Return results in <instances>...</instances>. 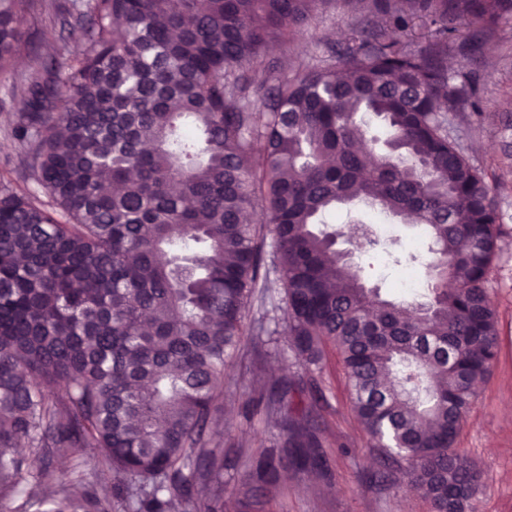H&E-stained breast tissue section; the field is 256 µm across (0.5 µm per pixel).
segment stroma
<instances>
[{
	"label": "stroma",
	"mask_w": 512,
	"mask_h": 512,
	"mask_svg": "<svg viewBox=\"0 0 512 512\" xmlns=\"http://www.w3.org/2000/svg\"><path fill=\"white\" fill-rule=\"evenodd\" d=\"M47 20L30 14L20 21L23 42L21 61L0 71V178L16 188L29 184L28 168L18 158L17 144L9 129L18 101L13 94L17 80L31 73L35 56L46 55L39 33ZM360 16L348 11L339 0H329L303 35L293 44L269 50L266 61L284 74H291L299 57L321 54L327 43L344 48L351 44ZM475 88V108L466 118L454 121L470 160L482 169L493 189L503 215L502 252L490 269L488 288L497 306L501 334L499 360L482 383L478 399L467 416L458 438L483 475V495L479 512H512V421L505 416L512 409V15L502 17L483 47L474 53L467 67ZM326 223L347 227L369 226L380 243L367 253L358 254L348 238H338L336 247L351 253L354 261L368 263L369 282L378 285L383 296L400 301L419 296L425 285V270L407 263L421 235L418 229L395 224V237L381 239L385 218L364 206L341 207L325 214ZM287 337H278L270 346L264 336L253 335L245 350L229 364L235 378L251 384L253 395L224 396V419L231 431H218L224 448L223 512H245L240 487L244 465L237 450L257 457L279 441V432L268 421L256 396L284 378L296 383H317L322 390L312 401L310 412L323 431L328 458L327 476L313 471L282 470L279 485L269 493L265 512H429L427 501L414 493L394 492L377 479L376 451L367 446L366 436L351 409L341 359L334 348H327L322 369L294 374Z\"/></svg>",
	"instance_id": "1"
}]
</instances>
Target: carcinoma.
<instances>
[{
	"label": "carcinoma",
	"mask_w": 512,
	"mask_h": 512,
	"mask_svg": "<svg viewBox=\"0 0 512 512\" xmlns=\"http://www.w3.org/2000/svg\"><path fill=\"white\" fill-rule=\"evenodd\" d=\"M328 0H0V69L20 16H48L52 54L16 86L10 133L31 188L0 180V504L32 479L50 499L17 512H220L224 449L206 430L258 288L280 290L293 364L332 345L380 479L430 512H478L481 471L457 446L478 381L497 363L487 288L503 233L483 171L448 136L473 107L441 39L411 49L415 17L475 27L468 56L512 0H345L382 24L292 76L254 72ZM80 29L73 49L65 29ZM388 132L366 147L363 116ZM365 202L425 228L427 292L397 302L319 229ZM273 257L274 279L261 273ZM278 383L266 400L281 442L248 461L244 495L263 512L280 467L326 472L320 427ZM63 448L68 472L36 465ZM97 448L112 482L84 502L69 487Z\"/></svg>",
	"instance_id": "1"
}]
</instances>
